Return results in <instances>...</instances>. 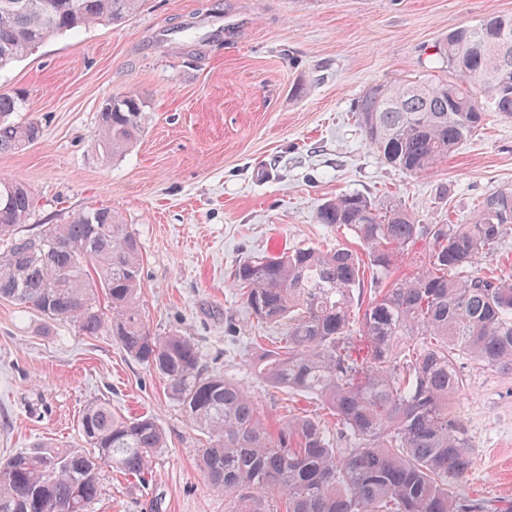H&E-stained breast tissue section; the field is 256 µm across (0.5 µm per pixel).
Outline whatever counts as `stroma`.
<instances>
[{"mask_svg":"<svg viewBox=\"0 0 512 512\" xmlns=\"http://www.w3.org/2000/svg\"><path fill=\"white\" fill-rule=\"evenodd\" d=\"M492 15H512V0H144L122 23L52 38L0 70V90L27 96L16 120L42 128L31 147L0 155V176L30 188V233L92 208L121 214L140 245L151 331L191 337L206 370L241 385L270 428L318 417L315 399L255 377L277 330L257 324L232 274L296 247L356 246L317 218L340 195L400 200L424 224H466L483 197L512 187V120L496 113L417 175L388 165L353 118L371 85L447 78L435 44ZM126 93L150 119L113 159L94 140L97 115ZM459 370L465 387L450 409L473 466L453 489L512 502V371L468 358ZM100 400L152 415L167 446L149 483L103 472L89 512H227L200 470V434L155 370L112 335L82 336L0 299V457L41 441L78 445L81 413Z\"/></svg>","mask_w":512,"mask_h":512,"instance_id":"obj_1","label":"stroma"}]
</instances>
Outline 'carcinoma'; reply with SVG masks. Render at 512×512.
Listing matches in <instances>:
<instances>
[{
	"instance_id": "obj_1",
	"label": "carcinoma",
	"mask_w": 512,
	"mask_h": 512,
	"mask_svg": "<svg viewBox=\"0 0 512 512\" xmlns=\"http://www.w3.org/2000/svg\"><path fill=\"white\" fill-rule=\"evenodd\" d=\"M141 5L0 0V69L55 35L112 25ZM503 31L512 35V16L454 30L436 46L458 83L428 76L369 87L354 112L369 147L387 164L421 174L483 124V102L512 119ZM23 104L21 93L0 91V154L19 152L40 135L37 121L11 119ZM147 121L138 95L105 100L98 146L124 153ZM32 205L27 187L0 177V299L83 336L110 333L157 371L204 436L201 466L212 488L230 498L229 512H512V504L451 490L473 461L464 425L449 407L464 388L459 358L512 370V275L478 269L512 228V188L483 198L467 224H421L394 200L341 195L321 207L318 221L350 230L362 251L297 247L237 268L234 283L257 323L280 329L258 376L320 400L352 448L331 442L308 416L271 432L240 385L203 369L190 337L150 330L137 302L140 246L120 214L95 208L28 235L21 225ZM423 237L428 250L418 270L373 288L356 312L364 260L387 275ZM80 435L79 448L41 443L0 460V512H88L102 494L103 468L146 480L166 446L153 416H121L102 401L85 407Z\"/></svg>"
}]
</instances>
